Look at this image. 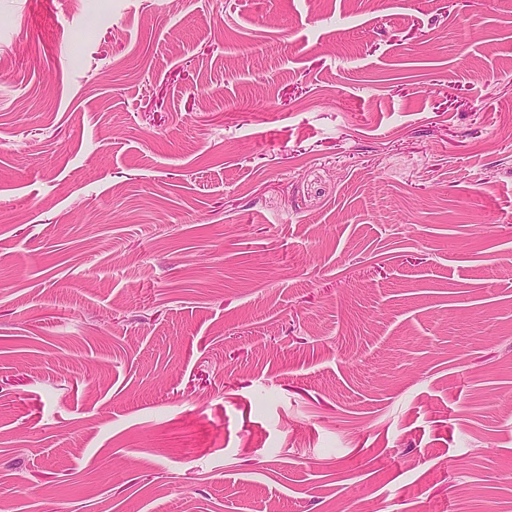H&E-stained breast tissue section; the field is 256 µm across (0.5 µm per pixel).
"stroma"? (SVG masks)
<instances>
[{"instance_id":"obj_1","label":"stroma","mask_w":512,"mask_h":512,"mask_svg":"<svg viewBox=\"0 0 512 512\" xmlns=\"http://www.w3.org/2000/svg\"><path fill=\"white\" fill-rule=\"evenodd\" d=\"M0 512H512V0H0Z\"/></svg>"}]
</instances>
